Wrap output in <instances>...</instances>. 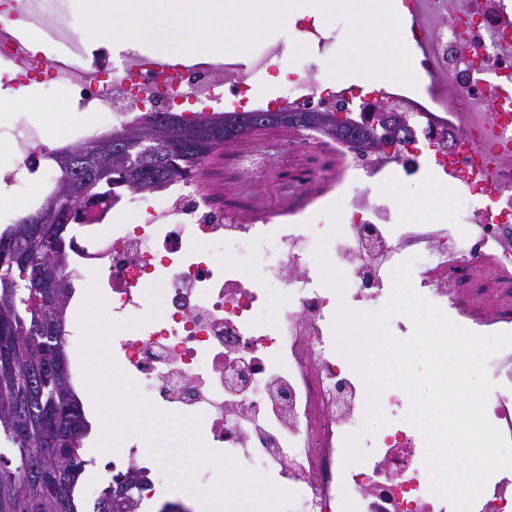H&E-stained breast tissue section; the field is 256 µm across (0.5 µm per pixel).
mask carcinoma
I'll list each match as a JSON object with an SVG mask.
<instances>
[{
  "label": "carcinoma",
  "mask_w": 512,
  "mask_h": 512,
  "mask_svg": "<svg viewBox=\"0 0 512 512\" xmlns=\"http://www.w3.org/2000/svg\"><path fill=\"white\" fill-rule=\"evenodd\" d=\"M262 111L200 114L193 121L176 112L162 124L155 113L127 118L121 130L93 135L63 149L43 152L57 176L48 186L35 224L20 215L0 226V512H84L79 495L92 431L69 368L63 336L75 293L66 261L74 231L89 215H102L123 193H152L192 179L224 148V133L263 127ZM353 131L371 142L369 129L336 123L327 131ZM119 140L127 163L114 167L112 142ZM144 471L130 466L112 475L95 512H136L144 497Z\"/></svg>",
  "instance_id": "1"
}]
</instances>
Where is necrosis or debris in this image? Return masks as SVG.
<instances>
[{
	"label": "necrosis or debris",
	"instance_id": "4bbe7bcc",
	"mask_svg": "<svg viewBox=\"0 0 512 512\" xmlns=\"http://www.w3.org/2000/svg\"><path fill=\"white\" fill-rule=\"evenodd\" d=\"M413 39L416 75L425 96L385 80L366 89L343 86L322 66L331 35L304 22L294 41L255 50L245 66L231 56L203 57L167 70L166 60L134 51L109 58L81 40L64 8L47 0H0V90L24 99L44 78L63 86L69 104L107 113L120 128L130 113L184 103L245 101L268 76L281 77L280 98L291 107L334 109L355 124L376 112L407 116L412 133L371 152L317 128L293 144L317 146L334 160L303 186L304 207L262 202L249 212L217 210L197 184L162 198L132 197L135 220L99 228L83 238L73 266L99 280L112 319V359L155 407L200 420L211 452L256 470L293 494L287 512H452L449 500L427 495L430 478L413 464L414 428L402 421V402L386 400L395 423L384 436L364 431L368 395L336 353V306L324 288L331 268L355 311L371 312L393 282L403 257L416 258L419 293L482 334L493 322L465 308L448 286L451 271L491 270L512 278V0H403ZM69 47L34 53L18 30ZM17 156L0 183L21 189L20 202L41 197L46 169L29 170L44 150L37 124L0 123ZM455 171L468 205L445 224H404L391 231L399 196L376 192L393 167L422 175V157ZM348 193L339 209L331 199ZM335 212L340 234L312 230L318 212ZM229 252L251 254L267 274L225 263ZM279 283L271 304L268 279ZM158 285L160 312L142 316L146 289ZM500 381L488 404L498 429L512 441V347L493 357Z\"/></svg>",
	"mask_w": 512,
	"mask_h": 512
}]
</instances>
